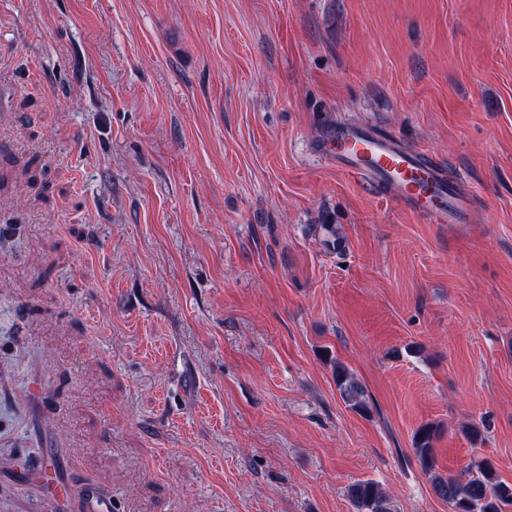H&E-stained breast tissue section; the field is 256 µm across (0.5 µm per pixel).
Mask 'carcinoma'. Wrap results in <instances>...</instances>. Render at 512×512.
Instances as JSON below:
<instances>
[{
  "label": "carcinoma",
  "instance_id": "obj_1",
  "mask_svg": "<svg viewBox=\"0 0 512 512\" xmlns=\"http://www.w3.org/2000/svg\"><path fill=\"white\" fill-rule=\"evenodd\" d=\"M333 376L344 404L352 411L363 414L368 410L365 391L346 367L335 366ZM436 431L431 426L420 428L414 436V453L428 476L435 494L447 502L452 512H505L512 506V484L498 480L494 467L484 461L476 471L465 477H445L434 471ZM349 497L358 512H391L386 493L372 481L352 484Z\"/></svg>",
  "mask_w": 512,
  "mask_h": 512
}]
</instances>
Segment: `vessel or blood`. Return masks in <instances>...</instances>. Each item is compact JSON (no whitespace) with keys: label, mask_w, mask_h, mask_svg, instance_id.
<instances>
[{"label":"vessel or blood","mask_w":512,"mask_h":512,"mask_svg":"<svg viewBox=\"0 0 512 512\" xmlns=\"http://www.w3.org/2000/svg\"><path fill=\"white\" fill-rule=\"evenodd\" d=\"M337 170L381 190L432 224H465L472 196L467 183L443 164L404 148L369 127L339 124L319 141Z\"/></svg>","instance_id":"vessel-or-blood-1"}]
</instances>
